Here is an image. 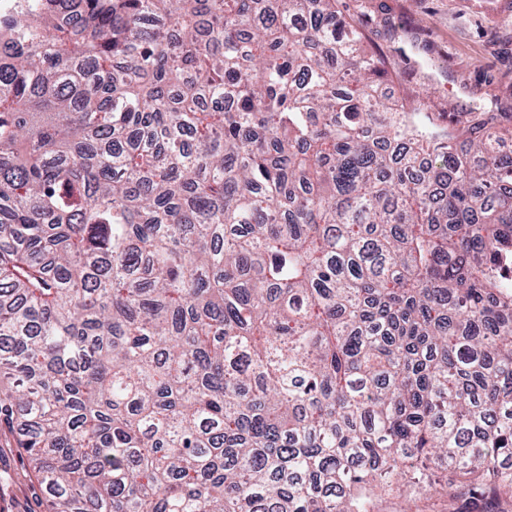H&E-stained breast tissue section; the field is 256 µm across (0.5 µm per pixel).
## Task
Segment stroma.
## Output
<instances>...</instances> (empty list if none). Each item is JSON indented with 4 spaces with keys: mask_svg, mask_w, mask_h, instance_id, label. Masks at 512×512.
Segmentation results:
<instances>
[{
    "mask_svg": "<svg viewBox=\"0 0 512 512\" xmlns=\"http://www.w3.org/2000/svg\"><path fill=\"white\" fill-rule=\"evenodd\" d=\"M367 47L387 58L383 95L408 91L463 121L512 110V0H345ZM0 512H49L21 449L0 447Z\"/></svg>",
    "mask_w": 512,
    "mask_h": 512,
    "instance_id": "1",
    "label": "stroma"
}]
</instances>
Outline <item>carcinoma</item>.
Returning a JSON list of instances; mask_svg holds the SVG:
<instances>
[{"mask_svg": "<svg viewBox=\"0 0 512 512\" xmlns=\"http://www.w3.org/2000/svg\"><path fill=\"white\" fill-rule=\"evenodd\" d=\"M336 2L0 13V427L51 512L512 508V126L378 94ZM373 512H448V502L429 494L414 498L390 494L376 499Z\"/></svg>", "mask_w": 512, "mask_h": 512, "instance_id": "cac0c4a2", "label": "carcinoma"}]
</instances>
